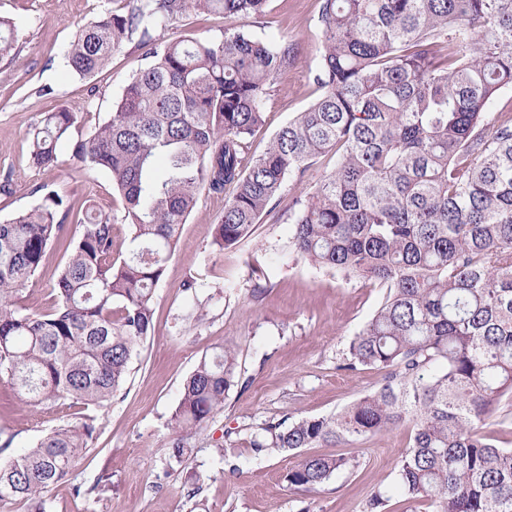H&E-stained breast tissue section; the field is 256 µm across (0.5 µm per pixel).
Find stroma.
<instances>
[{"instance_id": "1", "label": "stroma", "mask_w": 512, "mask_h": 512, "mask_svg": "<svg viewBox=\"0 0 512 512\" xmlns=\"http://www.w3.org/2000/svg\"><path fill=\"white\" fill-rule=\"evenodd\" d=\"M320 5L321 0H269L264 17L251 26L264 38L297 44L300 51L294 67L274 85L265 122L250 139L251 154H262L276 131L318 96L309 73L320 59ZM108 6V0H0V18L17 32L14 48L0 57V177L11 178L9 190L0 191V222L36 206L34 189L40 185L63 196L72 234L83 230L77 219L86 203L119 216L109 175L85 170L73 159L69 142L58 146L57 167L40 169L28 159L29 133L45 113L64 107L93 127L143 63L148 48L134 40L92 78L66 70L63 55L76 31ZM231 25L222 16L193 12L158 28L155 36L216 38ZM44 85L52 94H40ZM335 164L329 155L304 179H286L276 208L254 235L221 253L211 240L225 197L200 194L155 289L153 335L112 401L88 408L62 401L33 407L18 402L0 380V444L8 443L9 454L64 425L85 421L94 427L86 454L66 481L46 493L45 512H365L377 489L388 498L386 512H426L427 503L407 501L395 484L394 468L411 444V425L315 446L314 454L350 457L354 464L312 493L288 485L296 453L258 455L246 441L247 432L265 421L330 416L385 382L384 372L370 366L342 368L351 338L379 304V289L311 266L291 246L295 200ZM65 259L63 250L50 252L20 306L40 311L50 305ZM189 281L195 288L187 292L183 285ZM198 307L204 312L199 321L192 317ZM228 341L237 345L241 385L193 435L183 461H171L170 417L183 383L201 358Z\"/></svg>"}]
</instances>
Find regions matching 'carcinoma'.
<instances>
[{
	"label": "carcinoma",
	"mask_w": 512,
	"mask_h": 512,
	"mask_svg": "<svg viewBox=\"0 0 512 512\" xmlns=\"http://www.w3.org/2000/svg\"><path fill=\"white\" fill-rule=\"evenodd\" d=\"M267 4L127 0L77 33L65 59L82 78L135 38L150 52L91 132L68 109L46 113L30 160L57 166L67 139L85 169L107 172L127 247L116 252L115 219L93 207L68 239L69 210L45 186L35 207L0 223V378L34 405L110 401L152 335L155 288L201 192L226 196L211 242L222 252L254 234L287 178L332 151L335 168L295 201L293 247L382 290L342 369L372 366L385 383L334 416L268 420L249 446L293 451L408 421L413 442L395 471L405 497L431 512H512V449L483 434L512 398V119L487 112L512 86V0H322L320 94L254 156L249 137L298 47L243 26L213 39L153 33L192 12L256 19ZM14 41L0 19L1 57ZM55 245L68 256L51 304L27 312L19 295ZM238 382L235 344L199 362L170 420V459L181 461ZM92 434L89 423L69 424L0 460V500L40 512ZM350 465L303 456L287 481L314 491Z\"/></svg>",
	"instance_id": "1"
}]
</instances>
